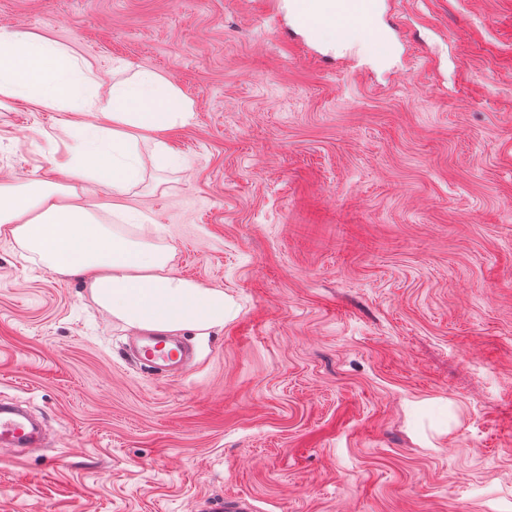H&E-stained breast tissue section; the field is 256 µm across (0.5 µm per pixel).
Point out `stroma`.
Instances as JSON below:
<instances>
[{
  "label": "stroma",
  "instance_id": "stroma-1",
  "mask_svg": "<svg viewBox=\"0 0 512 512\" xmlns=\"http://www.w3.org/2000/svg\"><path fill=\"white\" fill-rule=\"evenodd\" d=\"M395 45L303 43L278 0H0V26L194 102L183 167L115 197L231 314L183 375L123 357L80 279L0 239V512H512V0H382ZM62 112L0 106V181L57 179ZM161 190H154L155 180ZM44 440L28 415L15 404L0 403V451L20 454L25 448L41 445ZM198 512H253L251 502L242 497L204 498L199 501Z\"/></svg>",
  "mask_w": 512,
  "mask_h": 512
}]
</instances>
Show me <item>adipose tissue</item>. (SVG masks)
I'll return each mask as SVG.
<instances>
[{
  "label": "adipose tissue",
  "instance_id": "1",
  "mask_svg": "<svg viewBox=\"0 0 512 512\" xmlns=\"http://www.w3.org/2000/svg\"><path fill=\"white\" fill-rule=\"evenodd\" d=\"M115 79L100 93L91 64L72 48L0 26V97L35 109L71 113L51 163L68 182H0V239L30 253L48 270L80 277L94 301L135 331L201 333L223 326L230 302L223 290L172 275L173 253L154 239L156 227L141 212L117 208L131 235L79 204L87 182L122 196L144 179L139 141L151 134L156 170L178 167L165 140L186 126L193 102L171 81L145 69L113 65Z\"/></svg>",
  "mask_w": 512,
  "mask_h": 512
}]
</instances>
